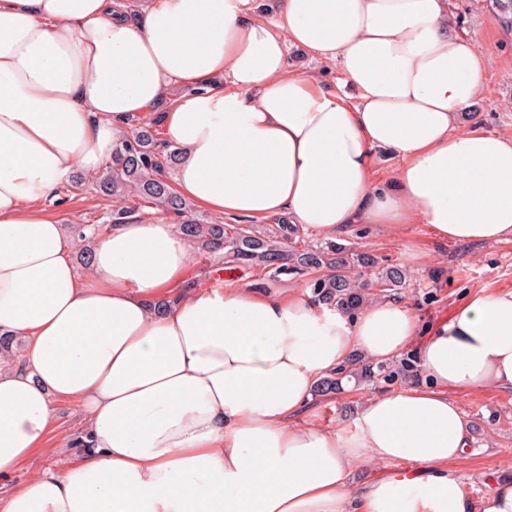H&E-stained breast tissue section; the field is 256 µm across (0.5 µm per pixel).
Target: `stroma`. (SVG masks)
Here are the masks:
<instances>
[{"label":"stroma","instance_id":"35a3bbf8","mask_svg":"<svg viewBox=\"0 0 512 512\" xmlns=\"http://www.w3.org/2000/svg\"><path fill=\"white\" fill-rule=\"evenodd\" d=\"M448 19L456 32L474 38L487 58L469 123L490 133L512 134V29L507 28L494 0H448ZM50 207L67 225L104 224L113 202L100 197L89 184L74 180L59 190ZM336 241L374 258V266L362 271L364 279H374L378 268L389 264L406 269V286L381 292L380 297L407 304L424 333L477 292H512V240L453 244L436 240L425 224L393 228L355 224L337 235ZM408 250L416 253V260L406 261ZM193 268L205 271L206 283L213 288L247 283L272 290L294 287L306 294L313 278L309 272L273 278L259 269L199 255L193 258ZM394 368V363H387L374 378L344 381L340 392L315 399L312 412L317 421L329 427L337 425L366 399L404 387L408 377L394 375ZM461 402L474 441L453 470L467 496L477 501L487 494L491 479L512 472V389H487L463 396Z\"/></svg>","mask_w":512,"mask_h":512}]
</instances>
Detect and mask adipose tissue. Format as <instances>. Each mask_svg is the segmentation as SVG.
Returning <instances> with one entry per match:
<instances>
[{
    "mask_svg": "<svg viewBox=\"0 0 512 512\" xmlns=\"http://www.w3.org/2000/svg\"><path fill=\"white\" fill-rule=\"evenodd\" d=\"M0 0V479L53 436L78 455L0 495V512H512V478L468 498L461 396L512 389V292L474 294L420 337L409 306L356 314L298 289L191 284L158 217L113 225L85 268L46 207L168 100L174 188L224 217L332 239L351 224L512 240V135L467 127L486 59L448 0ZM336 63L340 95L288 61ZM187 92L168 98L170 86ZM400 160L373 178L376 151ZM419 352V382L333 427L305 417L354 355ZM84 432L61 436L54 400ZM405 461L414 478L389 472ZM382 464L370 480L354 472Z\"/></svg>",
    "mask_w": 512,
    "mask_h": 512,
    "instance_id": "adipose-tissue-1",
    "label": "adipose tissue"
}]
</instances>
